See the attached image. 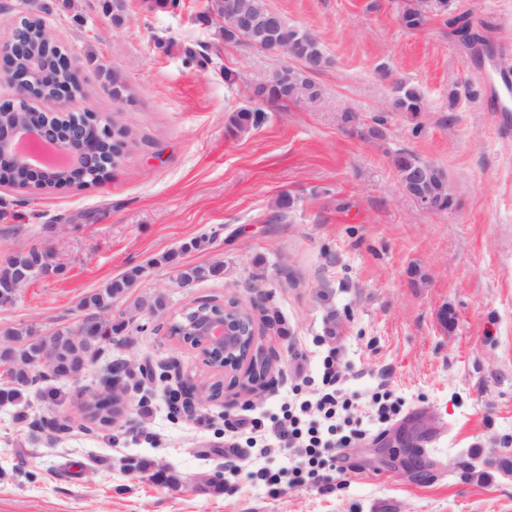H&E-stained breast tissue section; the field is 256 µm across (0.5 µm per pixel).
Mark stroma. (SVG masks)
<instances>
[{
    "label": "stroma",
    "mask_w": 512,
    "mask_h": 512,
    "mask_svg": "<svg viewBox=\"0 0 512 512\" xmlns=\"http://www.w3.org/2000/svg\"><path fill=\"white\" fill-rule=\"evenodd\" d=\"M266 3L320 41L330 59L315 76L322 97L263 103L257 125L233 136L231 112L290 60L224 43L197 19L204 0L161 11L142 0H0V41L20 13L43 16L82 72L79 109L133 133L96 184L47 195L0 186V252L49 243L63 262L57 277L0 307V330L79 327L81 299L139 266L113 320L156 294L175 311L201 299L246 301L258 286L268 317L257 320L256 340L280 357L274 388L230 409L211 402L177 414L162 365L178 359L199 384L213 373L166 335V316L139 314L144 331L115 335L81 378L39 381L26 421L0 406V512H512V472L488 468L512 456V140L481 103L488 57L440 13L405 28L402 0ZM448 10L489 22L494 50L512 49V0H450ZM112 72L127 85L124 99L112 96ZM399 82L421 89L424 112L391 111ZM378 118L380 135L360 136ZM400 151L444 174L450 210L402 193L392 163ZM283 194L294 207L278 221ZM216 263L223 275L181 284L182 268ZM331 350L360 412L382 388L403 406L356 443L351 469L330 474L331 491H279L233 475L220 490L202 486L224 467L226 422L247 408L280 414L289 385L302 372L319 376ZM119 361L130 365L127 417L86 426V399ZM423 414L434 434L375 449ZM47 421L59 430H43ZM131 460L154 469H129ZM160 469L178 486L155 478ZM484 469V482L470 479Z\"/></svg>",
    "instance_id": "35a3bbf8"
}]
</instances>
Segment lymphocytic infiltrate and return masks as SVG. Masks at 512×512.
<instances>
[{
    "instance_id": "f902f5d3",
    "label": "lymphocytic infiltrate",
    "mask_w": 512,
    "mask_h": 512,
    "mask_svg": "<svg viewBox=\"0 0 512 512\" xmlns=\"http://www.w3.org/2000/svg\"><path fill=\"white\" fill-rule=\"evenodd\" d=\"M303 387L312 389V396L294 391L292 399L282 407L281 415L263 417L245 415L237 419L232 433L224 439V467L241 471L238 436L247 434L263 455L284 454L288 470L281 473L268 468L258 469L256 478L277 486L283 475H291L294 483H319L320 472L331 469L345 471L349 450L355 439L366 436L374 423H385L399 415L397 402L390 394L372 393L371 415H351L352 399L337 359L326 357L320 378L302 377Z\"/></svg>"
}]
</instances>
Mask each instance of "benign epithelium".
<instances>
[{
    "label": "benign epithelium",
    "instance_id": "1",
    "mask_svg": "<svg viewBox=\"0 0 512 512\" xmlns=\"http://www.w3.org/2000/svg\"><path fill=\"white\" fill-rule=\"evenodd\" d=\"M276 22V15L254 19L242 16L238 20L245 41L253 47L261 48L265 30ZM27 53V43L22 34L15 32L5 42H0V60L5 74L14 86L16 95L0 104V112H26L30 119L22 122H0V184L15 182L19 177L39 179L43 172L33 171L34 163L16 149V142L22 134H32L38 139L50 135L73 161L80 159L90 162L100 153L105 154L108 163L101 165L97 176H102L108 168L117 163V147L112 144L115 133L109 124L90 112L71 111L72 101L81 93L82 81L79 71L72 64L68 49L57 48L56 68L66 72L68 81L55 88L53 100L61 103V110L71 112L73 121L60 128L46 117V113L31 104L29 89L31 80L28 71L18 67V62ZM430 173V166L418 171V178L408 183L403 191L418 205L436 211L438 205L434 196L422 189V184ZM37 252L42 255L44 266L37 272L28 270L17 276L8 289L0 292V304H12L20 291L34 279H47L59 273L61 264L55 249L49 244H41ZM265 296L257 292L247 303L230 299L220 304L210 299L196 302L201 310L189 317L186 336L180 344L194 347L208 367L224 374L221 391L211 393L185 378L176 360L165 366L167 379L175 382L171 389L173 407L184 414L193 413L205 400L224 398V406L230 407L243 395L261 393L275 383L274 364L277 354L255 341L254 316L264 310Z\"/></svg>",
    "mask_w": 512,
    "mask_h": 512
}]
</instances>
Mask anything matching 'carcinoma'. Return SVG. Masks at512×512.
Returning a JSON list of instances; mask_svg holds the SVG:
<instances>
[{
	"instance_id": "cac0c4a2",
	"label": "carcinoma",
	"mask_w": 512,
	"mask_h": 512,
	"mask_svg": "<svg viewBox=\"0 0 512 512\" xmlns=\"http://www.w3.org/2000/svg\"><path fill=\"white\" fill-rule=\"evenodd\" d=\"M433 6H422L417 0H403L400 8V21L409 29L422 27L432 10L448 12V0H434ZM217 10L224 13V25L218 27L219 35L226 43H237L240 38L233 29V19L240 12H264L271 9L265 0H206L203 12L199 19L210 21L211 12ZM21 23L28 39V57L20 62L31 74V81L36 83L40 79L41 68L52 62L57 53V46L45 42L41 38L43 19L36 14H24ZM445 24L452 34L459 37L463 44L472 47L489 48L486 32L490 24L485 21L475 22L467 13L451 15L445 19ZM267 50L270 53L285 54L297 61L315 55L322 66H327L328 59L316 36L304 29L289 25L280 20L278 27L270 35ZM253 95L262 101H316L321 97L320 87L308 78L303 77L292 68L284 67L272 72L265 82L253 88ZM393 107L399 112H406L416 116L424 110V101L421 92L414 86L400 84L395 88ZM257 108L240 107L229 118L227 129L236 135L246 131L257 123ZM394 166L400 180L412 177L419 167L423 165L417 156L409 152H399L393 158ZM65 182L76 188H82L93 182L92 171H70L62 175H47L40 183H29L20 180L15 188L29 194L47 193L56 188L59 183ZM432 191L440 203V209H448V184L444 176L433 170ZM36 250L28 252L19 251L13 264L0 267V287L9 285L15 275L33 264ZM142 268L133 267L120 278L106 282L97 291L82 298L80 306L91 314L107 313L112 304L125 297L140 278ZM211 275V270L199 266L188 267L180 274L182 284L189 285ZM151 313L164 314L168 311V302L163 295H156L152 299L137 300L134 302L132 313L136 314L142 309ZM116 326L112 319L100 320V329L95 334L83 335L80 330L69 327H60L50 334L40 337L29 335L26 329H6L0 332V367L3 368V381L0 382V406H16L25 401L31 387L43 378L40 366L36 363L39 356L66 358L78 371L90 360L98 357L111 341ZM112 408V387H107V393L102 399L95 402L89 409L90 418L96 419L103 426L111 425L110 411Z\"/></svg>"
}]
</instances>
